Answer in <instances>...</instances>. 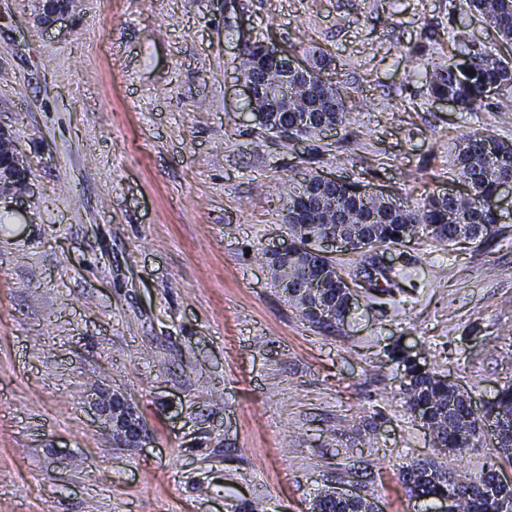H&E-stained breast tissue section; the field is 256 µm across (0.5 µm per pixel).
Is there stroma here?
I'll return each instance as SVG.
<instances>
[{
  "label": "stroma",
  "instance_id": "stroma-1",
  "mask_svg": "<svg viewBox=\"0 0 512 512\" xmlns=\"http://www.w3.org/2000/svg\"><path fill=\"white\" fill-rule=\"evenodd\" d=\"M0 0V126L32 179L0 197V512H313L356 488L425 512L401 466L512 462L487 438L440 457L407 411L402 350L475 405L512 385V209L494 239L425 230L385 249L402 291L344 323L302 319L272 278L280 182L323 174L417 203L461 190V133L512 141V90L461 113L427 93L449 37L497 33L465 0H75L44 27ZM263 40L328 55L349 124L284 142L252 124L238 64ZM124 395L151 444L89 406Z\"/></svg>",
  "mask_w": 512,
  "mask_h": 512
}]
</instances>
